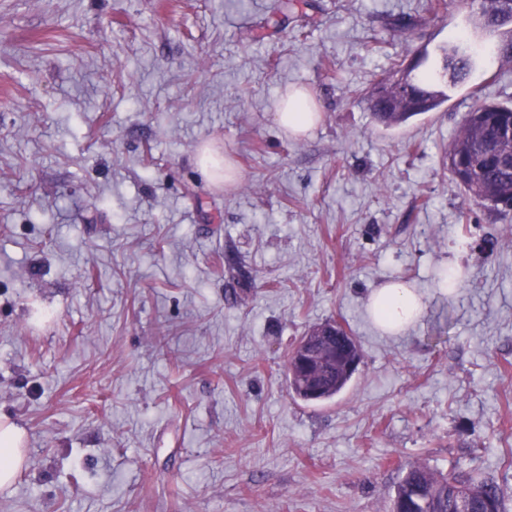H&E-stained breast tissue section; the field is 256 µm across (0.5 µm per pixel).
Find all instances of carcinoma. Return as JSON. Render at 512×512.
Segmentation results:
<instances>
[{"label": "carcinoma", "mask_w": 512, "mask_h": 512, "mask_svg": "<svg viewBox=\"0 0 512 512\" xmlns=\"http://www.w3.org/2000/svg\"><path fill=\"white\" fill-rule=\"evenodd\" d=\"M479 14L478 27L497 32L512 22V0H484ZM476 61L472 41L454 38L442 49L441 76L462 74L476 66ZM412 82L422 101L417 109H409L399 102L398 81L388 74L377 79L363 95L378 124L386 128L397 127L441 105L442 99L429 90L430 76L414 78ZM511 123L512 107L507 105L481 103L465 113L460 134L448 146V157H459L450 173L468 200L484 203L512 197V168L500 163V153L512 155V140L500 142L499 153L493 148L498 130ZM357 352V348L336 351V368L324 372L319 380L324 399L334 398L350 382L352 375L344 372L341 362ZM461 490L475 491L472 497L474 512H485L490 507L494 512H505L497 484L483 482L476 485L454 473L436 477L423 465L405 469L392 499L391 512H403L407 505L410 512H455L456 495Z\"/></svg>", "instance_id": "obj_1"}]
</instances>
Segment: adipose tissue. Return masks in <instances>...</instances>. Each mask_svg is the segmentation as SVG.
Instances as JSON below:
<instances>
[{
    "instance_id": "adipose-tissue-1",
    "label": "adipose tissue",
    "mask_w": 512,
    "mask_h": 512,
    "mask_svg": "<svg viewBox=\"0 0 512 512\" xmlns=\"http://www.w3.org/2000/svg\"><path fill=\"white\" fill-rule=\"evenodd\" d=\"M368 309L375 325L388 334L405 332L422 314L421 296L401 281H389L373 289ZM21 428L0 422V487L10 485L23 462Z\"/></svg>"
}]
</instances>
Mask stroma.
<instances>
[{
	"label": "stroma",
	"instance_id": "stroma-1",
	"mask_svg": "<svg viewBox=\"0 0 512 512\" xmlns=\"http://www.w3.org/2000/svg\"><path fill=\"white\" fill-rule=\"evenodd\" d=\"M295 2L0 0V419L25 433L0 512H388L413 463L512 512V210L447 157L512 63L386 128L371 81L438 62L468 9ZM294 88L321 115L297 135ZM402 279L424 312L389 335L368 296ZM330 320L361 361L305 402L287 356ZM300 106V112L297 107ZM277 122L280 127L287 128L294 132L306 131L309 127L314 125V121L318 114L311 112L303 103L298 95H289L283 102V106L279 112L276 113ZM320 117H317L319 121Z\"/></svg>",
	"mask_w": 512,
	"mask_h": 512
}]
</instances>
